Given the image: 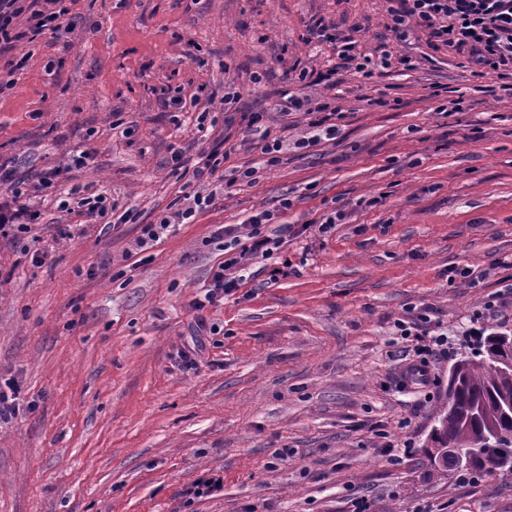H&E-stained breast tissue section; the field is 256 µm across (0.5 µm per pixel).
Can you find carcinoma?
<instances>
[{
  "label": "carcinoma",
  "mask_w": 512,
  "mask_h": 512,
  "mask_svg": "<svg viewBox=\"0 0 512 512\" xmlns=\"http://www.w3.org/2000/svg\"><path fill=\"white\" fill-rule=\"evenodd\" d=\"M477 348L461 357L448 375V402L438 412L435 443L454 441L473 455L469 473L483 478L500 471L494 455L482 453L486 440L498 436L512 448V410L505 399L512 396V365L507 332L497 328L480 331Z\"/></svg>",
  "instance_id": "carcinoma-1"
}]
</instances>
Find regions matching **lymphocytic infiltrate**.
<instances>
[{
	"mask_svg": "<svg viewBox=\"0 0 512 512\" xmlns=\"http://www.w3.org/2000/svg\"><path fill=\"white\" fill-rule=\"evenodd\" d=\"M41 9H29L25 0H0V46H11L26 40L35 41L45 31L73 32L77 17L67 0H44ZM391 29L398 38H405L409 22L429 29L432 37L443 43L468 48L472 62L479 70L496 73L497 91L512 98V0H396L387 5ZM25 17L27 27L18 30L16 20ZM286 108L304 111L312 131L309 144L335 139L338 128L332 118L337 111L330 103L316 101L311 96H289ZM59 169H50L37 181L28 183L17 179L7 165L0 164V183L8 185L10 194L0 198V237L16 238L40 218L31 200L54 187L60 177ZM275 215L263 211L249 219L248 246H239L238 231L225 229L231 250L213 271L205 294L207 302L223 299L239 285L237 279L227 278L230 269L247 270L254 258L270 259L284 237L294 236L291 224H276L274 233H265L266 224L275 223Z\"/></svg>",
	"mask_w": 512,
	"mask_h": 512,
	"instance_id": "obj_1",
	"label": "lymphocytic infiltrate"
}]
</instances>
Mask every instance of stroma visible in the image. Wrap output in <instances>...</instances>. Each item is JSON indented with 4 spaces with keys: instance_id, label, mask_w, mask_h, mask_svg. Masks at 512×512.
Wrapping results in <instances>:
<instances>
[{
    "instance_id": "obj_1",
    "label": "stroma",
    "mask_w": 512,
    "mask_h": 512,
    "mask_svg": "<svg viewBox=\"0 0 512 512\" xmlns=\"http://www.w3.org/2000/svg\"><path fill=\"white\" fill-rule=\"evenodd\" d=\"M87 28L31 45L0 93V163L62 169L21 240H0V512H512V476L462 480L423 454L475 310L512 330V99L473 77L468 50L386 29L384 0H74ZM320 22L418 66L339 71L335 140L296 148L294 68H337L305 43ZM63 58L50 71L48 58ZM466 101L437 111L435 83ZM239 94L225 104L224 91ZM289 144L264 167L248 125ZM224 161L195 179L211 151ZM87 152L84 166L74 154ZM185 163L174 168V153ZM258 168L255 182L235 171ZM109 197L104 218L60 209ZM213 204L151 248L143 225ZM291 206L300 235L207 303L224 228ZM345 214L329 232L318 226ZM280 276H273V269ZM447 333L431 383L406 381L396 325ZM404 449L391 461L387 448ZM287 451L286 460L276 459ZM219 477V492L186 494Z\"/></svg>"
}]
</instances>
